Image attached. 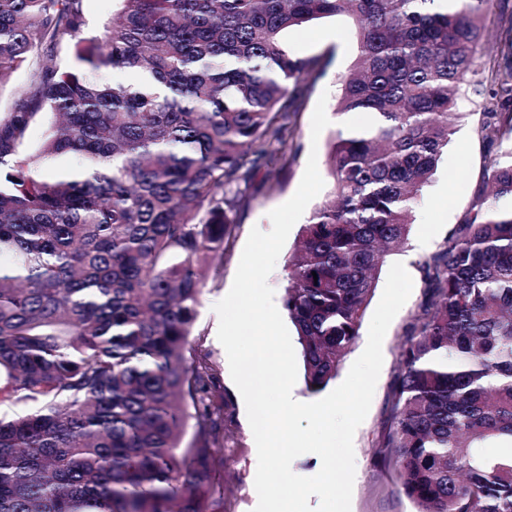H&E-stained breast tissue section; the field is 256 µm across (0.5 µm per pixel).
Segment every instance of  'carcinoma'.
I'll return each mask as SVG.
<instances>
[{"mask_svg": "<svg viewBox=\"0 0 512 512\" xmlns=\"http://www.w3.org/2000/svg\"><path fill=\"white\" fill-rule=\"evenodd\" d=\"M0 0V512H225L222 386L197 355L205 274L258 168L296 158L301 85L319 57L284 36L346 15L358 53L337 109L329 189L289 259L283 308L308 391L336 378L387 253L453 135L494 0ZM478 133L512 136V16ZM75 64L65 65L62 54ZM103 68L134 83H104ZM48 135L30 151L39 111ZM62 155L76 173L50 174ZM512 146L420 263L380 453L416 512H512ZM115 9L116 3L113 0H85L84 13L88 26L94 28L101 21L112 17ZM27 77L28 69L24 67L13 74L11 82L2 89L0 94V111L7 112L15 108L18 104V96L15 91L26 83Z\"/></svg>", "mask_w": 512, "mask_h": 512, "instance_id": "1", "label": "carcinoma"}]
</instances>
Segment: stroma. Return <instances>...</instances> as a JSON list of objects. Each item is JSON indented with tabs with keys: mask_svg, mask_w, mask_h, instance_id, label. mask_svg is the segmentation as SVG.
Masks as SVG:
<instances>
[{
	"mask_svg": "<svg viewBox=\"0 0 512 512\" xmlns=\"http://www.w3.org/2000/svg\"><path fill=\"white\" fill-rule=\"evenodd\" d=\"M283 46L298 57L322 56L323 71L314 81L304 83L297 105L300 150L290 168L283 173L275 166H264L257 172L247 191L248 204L241 214L232 244L224 252L219 273H208L206 286L197 307V341L208 353L224 394L230 401L228 410V446L224 451L222 485L228 512H252L256 490L251 472L253 434L239 390L231 379L226 352L214 337L218 319L215 304L230 290L239 261L252 228L267 231L271 223L267 214L290 199L304 173L309 156H316L319 171H326V144L337 123H330L319 139L311 137V117L319 98H326V113L336 112L340 79L348 72L357 55V32L345 15L320 19L303 30L289 32ZM488 95L487 84L471 82L460 94L456 109L455 133L442 156L438 172L424 188L413 212L410 243L387 256V264L402 263L413 280L412 292L397 313L382 345L383 366L376 384L368 415L354 436L355 478L351 512H415L416 507L402 492L395 467L378 454L386 430L390 409L391 383L395 373L403 333L407 323L423 300L422 273L419 263L427 253L436 252L449 230L458 224L469 209L474 193L482 182L484 146L477 129ZM458 180H449V173ZM278 174L282 183L276 191H268L266 180ZM428 236L427 251L416 250L414 243Z\"/></svg>",
	"mask_w": 512,
	"mask_h": 512,
	"instance_id": "obj_1",
	"label": "stroma"
}]
</instances>
